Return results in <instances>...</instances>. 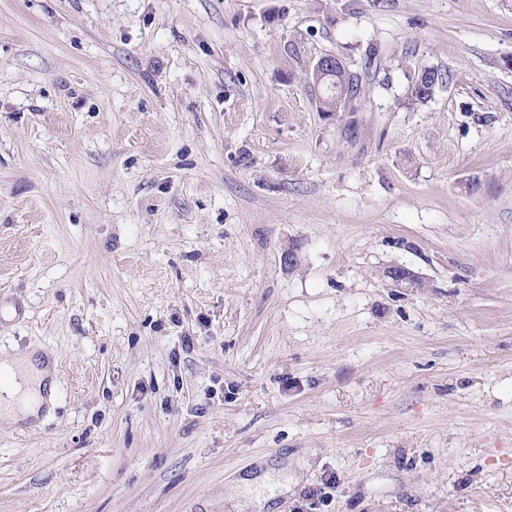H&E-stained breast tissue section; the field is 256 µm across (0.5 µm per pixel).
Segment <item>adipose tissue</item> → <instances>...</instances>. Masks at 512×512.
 I'll return each instance as SVG.
<instances>
[{
	"label": "adipose tissue",
	"instance_id": "adipose-tissue-1",
	"mask_svg": "<svg viewBox=\"0 0 512 512\" xmlns=\"http://www.w3.org/2000/svg\"><path fill=\"white\" fill-rule=\"evenodd\" d=\"M54 359L32 350L0 361V421L11 425L37 420L46 392L53 389Z\"/></svg>",
	"mask_w": 512,
	"mask_h": 512
}]
</instances>
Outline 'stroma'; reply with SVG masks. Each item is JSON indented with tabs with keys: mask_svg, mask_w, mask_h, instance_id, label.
<instances>
[{
	"mask_svg": "<svg viewBox=\"0 0 512 512\" xmlns=\"http://www.w3.org/2000/svg\"><path fill=\"white\" fill-rule=\"evenodd\" d=\"M324 53L367 65L335 120ZM31 349L0 512H512V0H0ZM427 80H431V82L426 83ZM438 84L439 78L435 70L425 66H414L406 93L408 104L416 105L429 101ZM431 87L432 91H428ZM55 365L54 359L37 350L0 361V373L7 380L0 384L1 422L19 425L38 419L45 400L43 392L54 388Z\"/></svg>",
	"mask_w": 512,
	"mask_h": 512,
	"instance_id": "obj_1",
	"label": "stroma"
}]
</instances>
